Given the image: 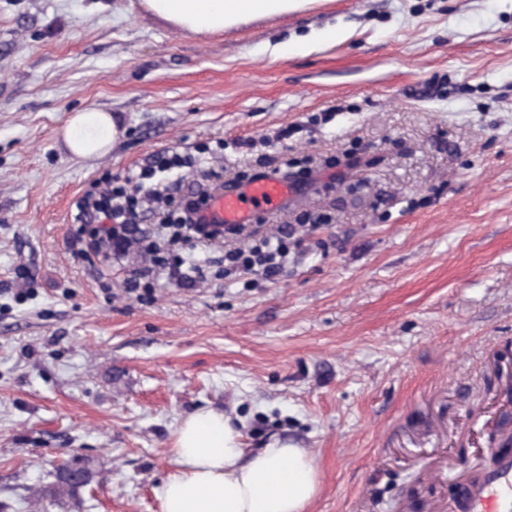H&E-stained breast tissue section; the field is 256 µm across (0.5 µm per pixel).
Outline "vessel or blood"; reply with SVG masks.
Here are the masks:
<instances>
[{
    "label": "vessel or blood",
    "instance_id": "b4317fda",
    "mask_svg": "<svg viewBox=\"0 0 512 512\" xmlns=\"http://www.w3.org/2000/svg\"><path fill=\"white\" fill-rule=\"evenodd\" d=\"M282 178L268 176L250 182L244 189L218 191L201 211L202 223L227 226L250 220V207L283 203ZM459 504L466 512H512V457L503 458L498 467L474 483L463 484Z\"/></svg>",
    "mask_w": 512,
    "mask_h": 512
}]
</instances>
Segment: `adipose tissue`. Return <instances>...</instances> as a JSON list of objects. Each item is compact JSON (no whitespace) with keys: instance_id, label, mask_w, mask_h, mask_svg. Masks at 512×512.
I'll use <instances>...</instances> for the list:
<instances>
[{"instance_id":"1","label":"adipose tissue","mask_w":512,"mask_h":512,"mask_svg":"<svg viewBox=\"0 0 512 512\" xmlns=\"http://www.w3.org/2000/svg\"><path fill=\"white\" fill-rule=\"evenodd\" d=\"M309 0H141L142 8L193 35L224 32L254 19L285 15ZM122 133L118 116L76 112L62 134L66 151L97 159ZM171 455L176 470L162 484L160 512H306L317 487L310 451L288 442L251 451L224 412H195L179 425Z\"/></svg>"}]
</instances>
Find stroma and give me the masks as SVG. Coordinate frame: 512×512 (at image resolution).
<instances>
[{
	"mask_svg": "<svg viewBox=\"0 0 512 512\" xmlns=\"http://www.w3.org/2000/svg\"><path fill=\"white\" fill-rule=\"evenodd\" d=\"M119 113L104 157L60 148ZM292 135L274 142L282 128ZM270 139L288 176L287 269L130 292L74 256L105 173L227 140L225 179ZM512 350V0H315L192 35L139 0H0V505L88 462L79 512H160L181 420L308 449L307 512H448L488 470ZM122 133L118 115L91 107L71 117L63 131L62 142L72 156L97 159L109 152Z\"/></svg>",
	"mask_w": 512,
	"mask_h": 512,
	"instance_id": "35a3bbf8",
	"label": "stroma"
}]
</instances>
